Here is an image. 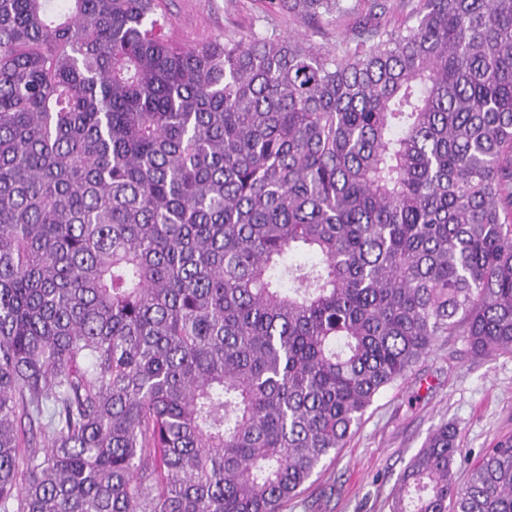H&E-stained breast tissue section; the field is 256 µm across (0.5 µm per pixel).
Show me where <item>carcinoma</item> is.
<instances>
[{
	"label": "carcinoma",
	"instance_id": "cac0c4a2",
	"mask_svg": "<svg viewBox=\"0 0 512 512\" xmlns=\"http://www.w3.org/2000/svg\"><path fill=\"white\" fill-rule=\"evenodd\" d=\"M412 17L0 0V512H281L439 337L512 354V0ZM389 509L512 512V442L441 423ZM368 9L358 2L356 11L337 21L301 25L279 12H269L259 0H167L168 35L176 42L202 45L227 37H248L275 27L283 35L299 33L315 46H328L340 39H355L359 20Z\"/></svg>",
	"mask_w": 512,
	"mask_h": 512
}]
</instances>
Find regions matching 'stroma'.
I'll list each match as a JSON object with an SVG mask.
<instances>
[{
    "mask_svg": "<svg viewBox=\"0 0 512 512\" xmlns=\"http://www.w3.org/2000/svg\"><path fill=\"white\" fill-rule=\"evenodd\" d=\"M367 9L366 0H359L351 15L301 25L269 11L265 0L166 2L169 36L193 46L271 27L328 46L355 39ZM446 421L457 426L461 447L474 454L512 435L511 354L476 358L464 337L439 338L427 358L374 401L335 463L314 475L283 512H389L405 466Z\"/></svg>",
    "mask_w": 512,
    "mask_h": 512,
    "instance_id": "1",
    "label": "stroma"
}]
</instances>
